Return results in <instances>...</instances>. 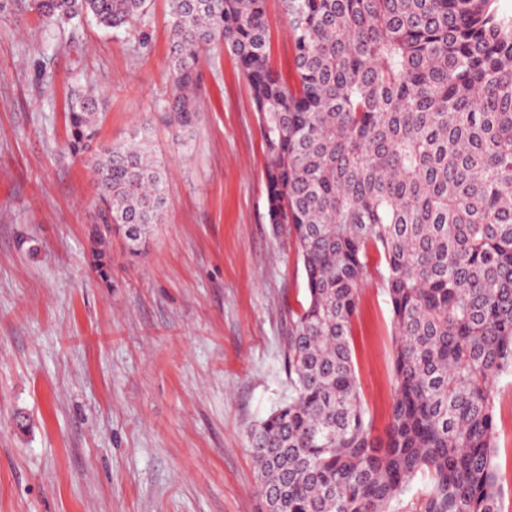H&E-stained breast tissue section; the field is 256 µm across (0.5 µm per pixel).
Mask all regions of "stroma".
Segmentation results:
<instances>
[{"label": "stroma", "instance_id": "obj_1", "mask_svg": "<svg viewBox=\"0 0 512 512\" xmlns=\"http://www.w3.org/2000/svg\"><path fill=\"white\" fill-rule=\"evenodd\" d=\"M269 57L293 75L281 0ZM166 0L133 26L41 23L0 0V512H264L249 433L291 395L288 309L304 295L292 238L266 218L264 145L224 45L201 67L189 150L165 119ZM102 93L97 145L148 129L168 202L147 252L112 239V280L89 266L95 206L65 148L71 96ZM376 430L394 398L395 336L370 275L352 323ZM495 456L512 512V378L495 385Z\"/></svg>", "mask_w": 512, "mask_h": 512}]
</instances>
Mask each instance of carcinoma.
<instances>
[{
    "mask_svg": "<svg viewBox=\"0 0 512 512\" xmlns=\"http://www.w3.org/2000/svg\"><path fill=\"white\" fill-rule=\"evenodd\" d=\"M177 144L192 135L205 52L249 85L265 145L268 222L285 226L305 298L288 308L292 396L250 434L267 512H503L494 381L512 374V17L498 0H283L296 84L269 64L266 0H167ZM150 0H28L45 24L131 26ZM101 97L76 93L67 148L90 149ZM92 267L112 233L145 250L167 172L148 130L91 156ZM377 253L372 264L371 253ZM375 271L395 331L389 424L372 432L352 352Z\"/></svg>",
    "mask_w": 512,
    "mask_h": 512,
    "instance_id": "obj_1",
    "label": "carcinoma"
}]
</instances>
